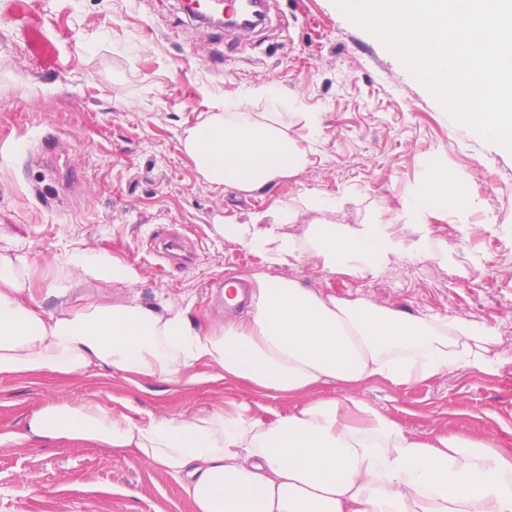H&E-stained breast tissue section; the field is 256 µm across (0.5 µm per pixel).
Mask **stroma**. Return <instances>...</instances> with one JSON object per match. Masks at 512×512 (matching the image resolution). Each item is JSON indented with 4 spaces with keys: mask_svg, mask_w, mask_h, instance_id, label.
Wrapping results in <instances>:
<instances>
[{
    "mask_svg": "<svg viewBox=\"0 0 512 512\" xmlns=\"http://www.w3.org/2000/svg\"><path fill=\"white\" fill-rule=\"evenodd\" d=\"M269 83L279 97L253 98L252 111L277 113L288 136L309 139L313 165L253 193L208 184L180 149L184 129ZM307 112L320 115L316 134ZM433 157L468 176L482 202L467 228L443 206L429 254L366 277L325 272L306 255L283 273L324 295L492 328L505 353L498 373L457 369L360 393L417 434L465 432L512 454L511 151L456 123L334 0H276L267 29L232 51L180 0H0V238L22 240L38 260L93 248L136 269L129 287L77 282L84 302L135 295L223 321L207 283L266 267L222 225L282 203L293 211L282 233L301 237L315 217L306 195L322 191L339 201L330 221H387L399 234L396 211L424 190ZM165 227L195 241V265L170 267L154 251ZM86 400L139 421L241 404L270 421L296 404L216 376L187 387L119 371L0 377V512H193L177 479L130 451L23 439L45 402Z\"/></svg>",
    "mask_w": 512,
    "mask_h": 512,
    "instance_id": "35a3bbf8",
    "label": "stroma"
}]
</instances>
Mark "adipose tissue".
<instances>
[{"instance_id": "adipose-tissue-1", "label": "adipose tissue", "mask_w": 512, "mask_h": 512, "mask_svg": "<svg viewBox=\"0 0 512 512\" xmlns=\"http://www.w3.org/2000/svg\"><path fill=\"white\" fill-rule=\"evenodd\" d=\"M251 98L184 130L181 150L211 185L252 193L312 163V148L290 138L272 113L250 111ZM307 199L318 217L299 238L281 233L283 206L271 210L268 224L256 216L225 224V238L260 253L275 273L257 275L247 318L206 330L172 302L81 303L73 276L126 286L137 280L130 264L106 251L72 249L39 261L19 242L0 245V376L115 370L194 385L206 367L302 398L271 421L245 405L141 422L92 401H49L28 420L26 437L131 450L182 478L194 512H512V455L463 433L418 437L359 392L378 380L411 387L462 367L496 372L495 332L472 320L320 295L278 273L304 255L348 275L415 258L436 204L470 211L469 179L431 161L424 191L402 204L403 236L381 222L327 221L335 197L312 192ZM331 382L342 384L341 394L307 397Z\"/></svg>"}]
</instances>
